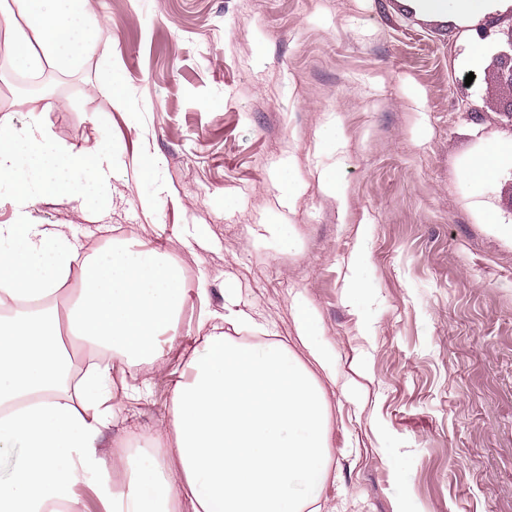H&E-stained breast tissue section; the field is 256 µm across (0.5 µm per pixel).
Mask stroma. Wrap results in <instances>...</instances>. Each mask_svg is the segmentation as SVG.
Instances as JSON below:
<instances>
[{
  "mask_svg": "<svg viewBox=\"0 0 512 512\" xmlns=\"http://www.w3.org/2000/svg\"><path fill=\"white\" fill-rule=\"evenodd\" d=\"M93 7L95 51L79 69L46 68L39 105L55 143L102 144L123 177L100 205L47 197L33 219L64 226L87 253L115 238L176 240L173 259L208 288L188 300L160 371L115 367L119 417L104 451L135 446L167 414L180 347L202 314L223 316L225 286L288 344L300 294L336 349L337 379L362 386L330 397L320 512H512V246L483 218L489 201L512 216V180L486 192L461 176L471 155L512 138V120L507 92L467 63L471 23L407 0ZM25 99L0 52V117L17 130ZM149 154L159 163L146 177ZM327 175L339 192L325 189ZM356 255L365 287L355 303ZM146 382L150 396L132 400Z\"/></svg>",
  "mask_w": 512,
  "mask_h": 512,
  "instance_id": "1",
  "label": "stroma"
}]
</instances>
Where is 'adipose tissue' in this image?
<instances>
[{
    "mask_svg": "<svg viewBox=\"0 0 512 512\" xmlns=\"http://www.w3.org/2000/svg\"><path fill=\"white\" fill-rule=\"evenodd\" d=\"M431 16L479 21L504 0H410ZM92 0H0V44L11 65L79 68L96 45ZM51 132L31 113L22 132L0 118V185L14 186L13 219L0 225V299L26 298L31 312L0 313V512H306L326 487L331 417L323 379L336 377V349L318 337L303 296L292 300L301 352L281 341L250 342L211 326L186 354L168 417L142 446L101 448L116 417L112 371L158 367L179 336L189 288L169 249L116 240L81 254L64 231L34 223L46 197L91 200L120 179L93 146L46 151ZM88 177L76 182L75 173ZM512 172V139L472 156L465 178L481 187ZM80 285L68 288L72 273ZM65 307H55L60 294ZM102 360L73 376L66 341Z\"/></svg>",
    "mask_w": 512,
    "mask_h": 512,
    "instance_id": "adipose-tissue-1",
    "label": "adipose tissue"
}]
</instances>
